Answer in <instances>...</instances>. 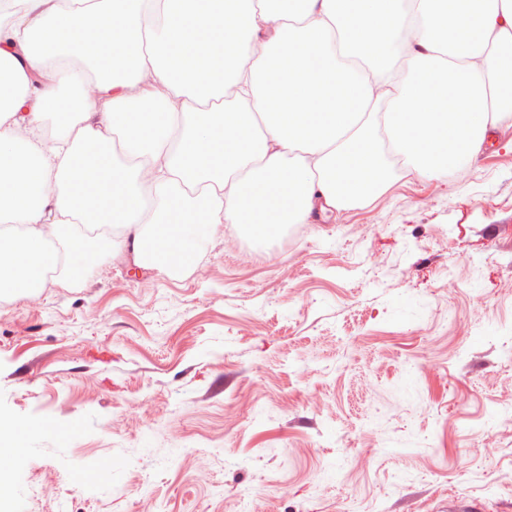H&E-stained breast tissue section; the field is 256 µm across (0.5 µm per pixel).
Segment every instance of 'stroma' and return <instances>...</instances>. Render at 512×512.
Masks as SVG:
<instances>
[{
    "mask_svg": "<svg viewBox=\"0 0 512 512\" xmlns=\"http://www.w3.org/2000/svg\"><path fill=\"white\" fill-rule=\"evenodd\" d=\"M485 150L266 248L220 225L193 273L72 252L0 298L23 512H512V122Z\"/></svg>",
    "mask_w": 512,
    "mask_h": 512,
    "instance_id": "stroma-1",
    "label": "stroma"
}]
</instances>
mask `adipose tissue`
Instances as JSON below:
<instances>
[{
  "label": "adipose tissue",
  "instance_id": "1",
  "mask_svg": "<svg viewBox=\"0 0 512 512\" xmlns=\"http://www.w3.org/2000/svg\"><path fill=\"white\" fill-rule=\"evenodd\" d=\"M196 3L24 0L0 23L1 292L34 294L71 225L112 219L136 267L176 276L210 225L349 209L396 157L445 179L512 121V0H224L229 49L201 22L157 30ZM68 60L81 80H61ZM118 130L134 165L112 155Z\"/></svg>",
  "mask_w": 512,
  "mask_h": 512
}]
</instances>
